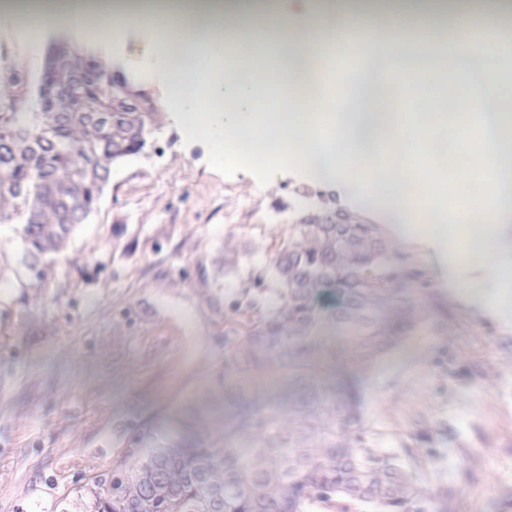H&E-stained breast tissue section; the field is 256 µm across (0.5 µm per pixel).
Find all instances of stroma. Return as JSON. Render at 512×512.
Masks as SVG:
<instances>
[{
  "instance_id": "obj_1",
  "label": "stroma",
  "mask_w": 512,
  "mask_h": 512,
  "mask_svg": "<svg viewBox=\"0 0 512 512\" xmlns=\"http://www.w3.org/2000/svg\"><path fill=\"white\" fill-rule=\"evenodd\" d=\"M66 25L40 35L0 16V72L21 65L33 87ZM142 28L87 51L147 89L161 120L145 150L112 168L96 209L39 290L13 225L0 223V512L47 501L110 471L128 429L168 432L173 417L207 407L216 423L236 407L220 396L222 308L245 269L271 268L287 224L224 221L251 192L284 211L304 195L318 213L358 207L342 184L322 186L295 166L258 170L218 162L211 141L188 134L144 68ZM241 249L224 265V240ZM428 291L409 337L356 370L366 427L421 487L451 488L423 512H512V327L478 315L441 288L421 243L399 246Z\"/></svg>"
}]
</instances>
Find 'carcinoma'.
Here are the masks:
<instances>
[{"mask_svg":"<svg viewBox=\"0 0 512 512\" xmlns=\"http://www.w3.org/2000/svg\"><path fill=\"white\" fill-rule=\"evenodd\" d=\"M59 67L42 73L37 98L58 92L70 111H24L27 81L0 75V223L16 227L24 259L37 278L92 212L112 166L140 152L159 111L117 112L105 128L99 108L118 83L111 68L61 43ZM403 279L420 280L405 265L381 224L348 213L339 220L308 214L281 242L271 273L250 274V288L231 304L224 328V397L238 407L215 429L179 422L162 436L135 427L125 455L92 483L54 502L52 512H307L342 500L377 512H419L438 493L417 486L391 456L372 447L362 416V389L349 375L339 387L313 380L324 369L318 336L323 316L316 296L336 299L333 320L357 364L369 365L399 344L419 311ZM285 368L297 382L292 400L249 398L244 383Z\"/></svg>","mask_w":512,"mask_h":512,"instance_id":"cac0c4a2","label":"carcinoma"}]
</instances>
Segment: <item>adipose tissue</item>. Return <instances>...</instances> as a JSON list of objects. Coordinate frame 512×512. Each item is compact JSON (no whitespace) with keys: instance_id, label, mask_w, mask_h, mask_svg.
Wrapping results in <instances>:
<instances>
[{"instance_id":"adipose-tissue-1","label":"adipose tissue","mask_w":512,"mask_h":512,"mask_svg":"<svg viewBox=\"0 0 512 512\" xmlns=\"http://www.w3.org/2000/svg\"><path fill=\"white\" fill-rule=\"evenodd\" d=\"M402 14L422 35L442 32L441 16L453 11L467 23V0H399ZM368 0H321L316 11L287 14L272 0H203L160 10H143L138 0L113 7L110 0H26L0 6V14L42 32L66 23L74 48L90 41L112 42L129 25L145 23L150 49L145 67L165 77L167 99L179 112L188 133L204 129L217 159L234 158L273 168L300 165L321 185L344 184L364 205L383 208L395 233L422 238L438 261L445 288L460 295L478 314L512 323V246L504 244L503 225L512 222V85L503 76L512 70V53L477 41L449 39L452 65L458 73L453 92H442L426 65V52L407 62L416 79L414 112L387 124L379 107L377 86L366 85L356 97L358 112H338L334 84L314 75L310 100H303L305 73L289 70L282 57L289 32L313 34L365 22ZM233 15L238 27L225 26ZM250 31L257 51L276 59V90L265 94L255 75L239 59L225 60L224 50L238 28ZM429 109L420 122L418 109ZM466 135L449 143V130ZM396 137L406 154L425 156L432 144L449 146L470 170L467 182L447 178L434 166H407L396 178L392 166L372 161L360 141L387 142ZM480 223L479 250L468 246L469 226ZM470 267L490 270L487 279H468Z\"/></svg>"}]
</instances>
